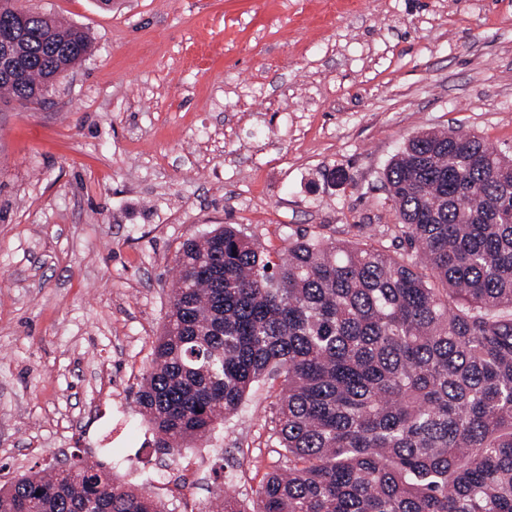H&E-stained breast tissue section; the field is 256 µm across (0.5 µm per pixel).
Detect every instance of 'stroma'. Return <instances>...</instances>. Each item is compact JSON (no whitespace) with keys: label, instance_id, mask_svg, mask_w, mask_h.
<instances>
[{"label":"stroma","instance_id":"35a3bbf8","mask_svg":"<svg viewBox=\"0 0 512 512\" xmlns=\"http://www.w3.org/2000/svg\"><path fill=\"white\" fill-rule=\"evenodd\" d=\"M91 48L36 105L0 99V484L73 455L183 512L135 395L183 242L269 250L326 225L396 250L383 173L415 133L512 152V0H17ZM284 382L183 449L251 512L286 463Z\"/></svg>","mask_w":512,"mask_h":512}]
</instances>
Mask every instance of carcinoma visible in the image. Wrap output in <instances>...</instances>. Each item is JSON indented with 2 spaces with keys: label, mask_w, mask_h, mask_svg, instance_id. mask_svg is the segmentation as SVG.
I'll list each match as a JSON object with an SVG mask.
<instances>
[{
  "label": "carcinoma",
  "mask_w": 512,
  "mask_h": 512,
  "mask_svg": "<svg viewBox=\"0 0 512 512\" xmlns=\"http://www.w3.org/2000/svg\"><path fill=\"white\" fill-rule=\"evenodd\" d=\"M25 79L40 101L88 34L31 12ZM391 252L322 231L276 252L233 224L185 242L136 402L156 454L237 415L284 377L275 419L288 470L255 512H512V154L474 133L422 131L384 172ZM0 512H164L81 456L0 485Z\"/></svg>",
  "instance_id": "carcinoma-1"
}]
</instances>
